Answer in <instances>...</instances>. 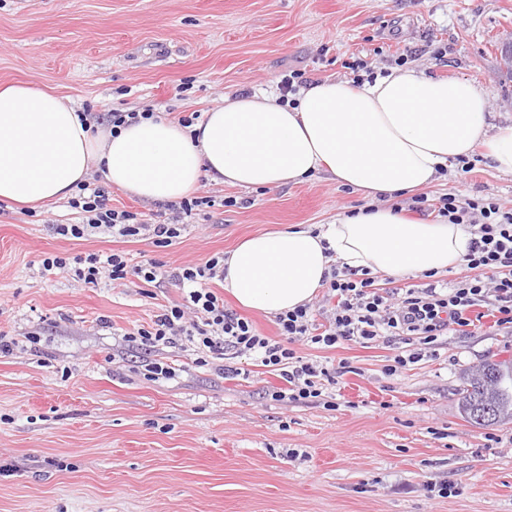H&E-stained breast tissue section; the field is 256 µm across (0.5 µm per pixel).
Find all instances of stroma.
Returning a JSON list of instances; mask_svg holds the SVG:
<instances>
[{
    "label": "stroma",
    "mask_w": 512,
    "mask_h": 512,
    "mask_svg": "<svg viewBox=\"0 0 512 512\" xmlns=\"http://www.w3.org/2000/svg\"><path fill=\"white\" fill-rule=\"evenodd\" d=\"M511 42L512 0H0V84L168 120L243 89L276 91L293 70L348 79L352 58L379 73L405 53L431 75L479 84L493 124L511 123L512 81L497 74ZM474 158L468 173L451 163L428 197L512 206V174ZM198 193L214 206L166 248L52 234L47 220H81L64 200L32 217L0 202V332L16 341L0 353V512H512V422L475 427L457 406L474 366L512 361V328L492 317L393 376L382 345L312 350L352 368L330 408L272 399L281 380L244 357L248 374L234 380L209 367L148 380L120 335L182 302V290L41 275L48 254L202 264L256 232L326 224L367 203L323 178L205 181ZM447 481L448 497L418 489Z\"/></svg>",
    "instance_id": "1"
}]
</instances>
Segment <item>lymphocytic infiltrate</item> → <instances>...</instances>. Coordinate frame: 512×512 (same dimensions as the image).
Returning <instances> with one entry per match:
<instances>
[{
	"mask_svg": "<svg viewBox=\"0 0 512 512\" xmlns=\"http://www.w3.org/2000/svg\"><path fill=\"white\" fill-rule=\"evenodd\" d=\"M211 204L210 198L191 197L145 221L136 213L110 207L104 188L87 182L79 184L69 203L81 214V222L56 224L52 230L75 239L103 233L167 247L186 230L189 219ZM411 208L434 211L452 224L470 225L472 239L463 262L475 270V277L455 283L435 280L416 288H382L369 269L335 265L326 278L324 323H317L312 307L304 305L277 316L274 339L259 334L251 321L226 308L213 290V282L224 278L220 254L201 265L188 263L171 270L154 258L130 264L122 252L71 259L51 255L41 265L47 274L71 270L73 279L86 285L104 278L116 285L132 277L146 283L174 281L184 292L182 303L162 308L150 325L124 333L126 346L158 349L185 341L193 348V366L214 368L227 378L241 375L236 360L245 356L283 381L273 399L306 403L321 400L350 367L345 362L336 368L324 365L303 356V349H335L350 343L366 347L377 342L394 347L416 341L431 345L439 337L473 326L471 314L478 308L488 309L495 326L512 327V208L452 193L433 199L416 195Z\"/></svg>",
	"mask_w": 512,
	"mask_h": 512,
	"instance_id": "lymphocytic-infiltrate-1",
	"label": "lymphocytic infiltrate"
}]
</instances>
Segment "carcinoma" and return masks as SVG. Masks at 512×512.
<instances>
[{
	"label": "carcinoma",
	"instance_id": "carcinoma-1",
	"mask_svg": "<svg viewBox=\"0 0 512 512\" xmlns=\"http://www.w3.org/2000/svg\"><path fill=\"white\" fill-rule=\"evenodd\" d=\"M496 408L494 423L512 421V362L486 360L472 370L460 392L464 418L477 425L474 412L485 406Z\"/></svg>",
	"mask_w": 512,
	"mask_h": 512
}]
</instances>
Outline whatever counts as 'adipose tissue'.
Returning a JSON list of instances; mask_svg holds the SVG:
<instances>
[{"mask_svg":"<svg viewBox=\"0 0 512 512\" xmlns=\"http://www.w3.org/2000/svg\"><path fill=\"white\" fill-rule=\"evenodd\" d=\"M484 149L512 174V125L491 128L482 88L403 67L373 80L321 79L291 100L224 98L191 127L162 119L90 128L68 99L31 84L0 88V201L34 207L70 198L99 174L105 187L175 203L202 181L244 189L324 176L367 205L306 229L260 233L224 260V288L276 316L310 304L333 263L397 280L458 264L467 225L424 222L389 199L433 185L449 161Z\"/></svg>","mask_w":512,"mask_h":512,"instance_id":"ef3b65f1","label":"adipose tissue"}]
</instances>
